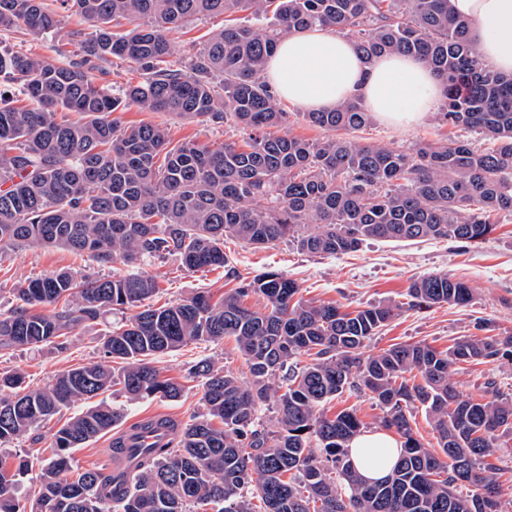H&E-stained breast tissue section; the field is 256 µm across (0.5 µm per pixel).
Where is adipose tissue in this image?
Here are the masks:
<instances>
[{
    "label": "adipose tissue",
    "instance_id": "ef3b65f1",
    "mask_svg": "<svg viewBox=\"0 0 512 512\" xmlns=\"http://www.w3.org/2000/svg\"><path fill=\"white\" fill-rule=\"evenodd\" d=\"M449 3L457 15L471 21L480 60L512 77V0ZM264 77L277 97L301 111H329L356 98L375 118L396 128L424 120L445 94L443 83L422 59L394 52L367 65L349 40L320 29L283 37ZM399 450L386 431L362 433L349 444L357 472L369 481L390 475Z\"/></svg>",
    "mask_w": 512,
    "mask_h": 512
}]
</instances>
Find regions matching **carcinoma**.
Returning <instances> with one entry per match:
<instances>
[{"label": "carcinoma", "instance_id": "obj_1", "mask_svg": "<svg viewBox=\"0 0 512 512\" xmlns=\"http://www.w3.org/2000/svg\"><path fill=\"white\" fill-rule=\"evenodd\" d=\"M0 0V28L46 34L73 10L95 29L69 33L77 58L0 49V78L24 86L29 105L0 97V250L57 247L98 264L137 268L96 276L60 270L15 284L18 305L0 316V351L62 344L112 309L134 310L111 326L102 349L112 365L88 363L48 388L21 392L22 373L0 372V447L28 434L75 400H92L58 429L52 456L33 465L0 459V512H499V485L487 475L496 442L512 435V398L460 397L451 380L460 362L512 359V335L466 336L439 351L399 343L364 358L360 348L395 307L346 311L299 296L276 272L245 280L218 301L205 293L157 307V277L142 266L172 256L188 271L223 268L224 236L262 248L289 241L309 254H346L369 239L477 244L492 217L512 215V77L480 63L471 23L449 0ZM224 16V28L172 67L171 34L192 18ZM131 25L112 32V22ZM334 30L365 63L401 52L425 60L446 84L440 122L490 141L420 143L412 149L363 142L371 125L355 99L304 120L328 135L310 141L271 132L287 120L261 79L291 31ZM132 62L142 81L121 96L98 84L99 64ZM221 84L224 94L217 93ZM172 112L191 121L229 120L244 145L173 142L166 129L121 124L118 113ZM76 112L71 122L65 113ZM257 295L264 310L245 300ZM409 306H464L472 288L448 274L417 278ZM231 337L244 359V383L211 360L193 365L205 415L175 433L153 417L112 438L111 456L133 468L81 471L72 450L106 434L120 413L101 399L115 386L130 399H177L183 386L153 365L193 341ZM305 355L299 370L289 360ZM346 389L369 391L383 409L379 426L402 439L393 475L363 482L347 454L361 433L356 413L324 405ZM420 404L442 454L415 436ZM275 406L274 427L261 422ZM36 479L26 506L16 486ZM347 486L338 494L336 481ZM473 487L462 497L459 484Z\"/></svg>", "mask_w": 512, "mask_h": 512}]
</instances>
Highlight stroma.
<instances>
[{"label":"stroma","mask_w":512,"mask_h":512,"mask_svg":"<svg viewBox=\"0 0 512 512\" xmlns=\"http://www.w3.org/2000/svg\"><path fill=\"white\" fill-rule=\"evenodd\" d=\"M91 35L93 29L81 16L66 13L60 28L52 33L31 35L19 31L0 30V43L13 50L56 57L66 62L77 52L69 44L70 31ZM124 125L150 123L167 128L173 140L221 144L242 141L243 133L229 125H212L182 119L169 112H138L120 115ZM455 129L439 123L436 114L422 122L398 129L380 121L361 131L362 141L394 148L455 136ZM226 267L212 271H185L169 258L149 266L148 271L160 281L157 303L175 302L199 291L221 295L235 287L236 276L250 277L274 270L294 280L304 298L321 302L334 301L349 308L369 304L396 306L397 315L375 336L366 340L361 352L371 356L396 343H426L444 350L463 336L512 334V216L498 217L497 226L487 240L470 246L460 242L423 240L416 243L369 240L357 251L341 255H314L296 249L290 243L257 249L228 236L224 239ZM79 262L61 248L18 247L0 252V314L8 313L16 304L11 293L13 284L21 280L43 277L60 269L78 267ZM235 278H228V271ZM445 273L465 281L474 298L465 307L437 305L429 309L408 307L407 288L420 277ZM115 313L80 327L65 346L48 344L37 349L0 352V372L14 368L26 375L27 390H42L56 376L90 361L105 362L102 338L113 322ZM213 360L233 372L240 380H249L248 368L233 339L199 341L155 357L154 364L163 376L184 385L182 397L175 401L160 398L129 400L122 392L107 394L106 400L121 414V425L166 416L178 424L189 423L204 410L202 388L188 375L192 364ZM452 380L461 396L479 394L483 383L494 382L500 395L512 396V360L489 363H461L452 369ZM87 401L78 400L64 409L51 422L40 425L31 434L0 448V457L15 455L32 459L49 456L53 433L63 420L85 410Z\"/></svg>","instance_id":"stroma-1"}]
</instances>
